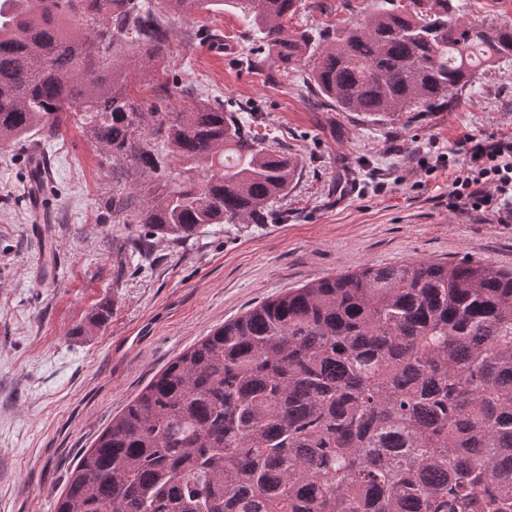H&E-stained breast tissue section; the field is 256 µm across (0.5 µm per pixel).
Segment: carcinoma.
I'll return each instance as SVG.
<instances>
[{
  "instance_id": "carcinoma-1",
  "label": "carcinoma",
  "mask_w": 512,
  "mask_h": 512,
  "mask_svg": "<svg viewBox=\"0 0 512 512\" xmlns=\"http://www.w3.org/2000/svg\"><path fill=\"white\" fill-rule=\"evenodd\" d=\"M215 0H0V146L58 138L80 113L95 147L154 193L120 210L174 243L263 224L300 161L255 107L214 98L139 111L123 50L150 67ZM260 70L309 59L303 88L369 122L432 112L512 58V26L452 0H376L362 18L290 34L298 0H221ZM175 167L166 176L167 161ZM58 512H512V270L367 265L227 321L154 376L85 451Z\"/></svg>"
}]
</instances>
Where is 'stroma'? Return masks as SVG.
<instances>
[{
  "mask_svg": "<svg viewBox=\"0 0 512 512\" xmlns=\"http://www.w3.org/2000/svg\"><path fill=\"white\" fill-rule=\"evenodd\" d=\"M372 0H301L290 32L361 18ZM461 20L512 23V0H453ZM173 38L160 67L135 69L141 109L179 112L192 92L250 101L260 133L299 158L300 179L266 224H215L193 244L151 237L152 264L118 261L143 232L107 206L141 198L149 179L95 149L78 116L39 143L56 187L45 224L25 201L27 149H0V512H57L82 453L150 380L224 322L312 281L405 260H486L512 269V224L450 210L447 170L420 159L463 135H512V60L500 61L458 102L423 115L365 121L318 110L288 73L238 67L253 47L238 11L166 16ZM219 33L233 56L212 53ZM107 306L101 327L88 315Z\"/></svg>",
  "mask_w": 512,
  "mask_h": 512,
  "instance_id": "stroma-1",
  "label": "stroma"
}]
</instances>
